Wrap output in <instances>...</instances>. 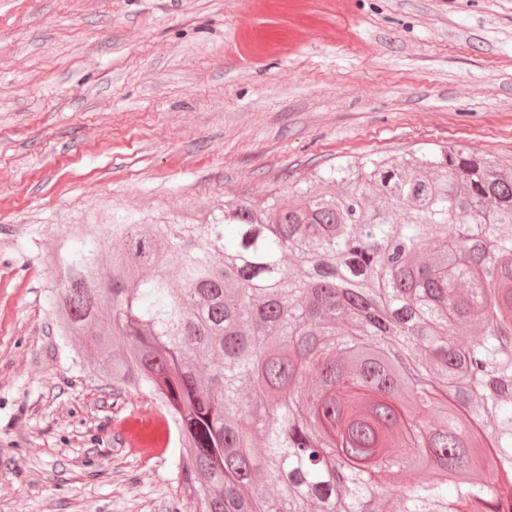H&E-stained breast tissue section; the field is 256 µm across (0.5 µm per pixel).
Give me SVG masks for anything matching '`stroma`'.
Wrapping results in <instances>:
<instances>
[{
    "instance_id": "stroma-1",
    "label": "stroma",
    "mask_w": 512,
    "mask_h": 512,
    "mask_svg": "<svg viewBox=\"0 0 512 512\" xmlns=\"http://www.w3.org/2000/svg\"><path fill=\"white\" fill-rule=\"evenodd\" d=\"M512 164V0H0V512H175L73 365L66 228L203 223L348 156Z\"/></svg>"
}]
</instances>
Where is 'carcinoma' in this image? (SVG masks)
Returning <instances> with one entry per match:
<instances>
[{"instance_id":"cac0c4a2","label":"carcinoma","mask_w":512,"mask_h":512,"mask_svg":"<svg viewBox=\"0 0 512 512\" xmlns=\"http://www.w3.org/2000/svg\"><path fill=\"white\" fill-rule=\"evenodd\" d=\"M207 224L57 241L63 343L180 442L178 512L512 506V167L346 159Z\"/></svg>"}]
</instances>
